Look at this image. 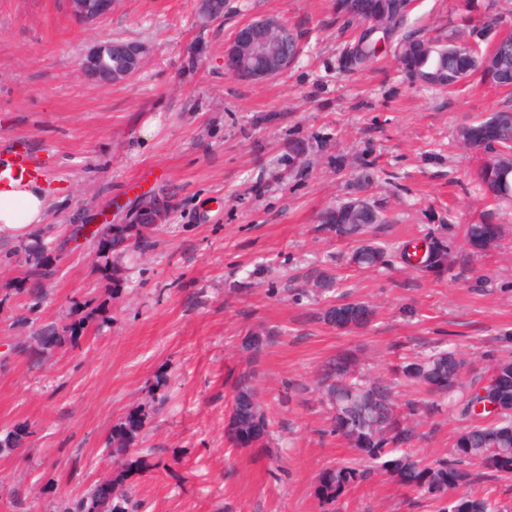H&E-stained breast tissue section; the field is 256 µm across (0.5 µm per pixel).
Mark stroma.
Instances as JSON below:
<instances>
[{"instance_id": "obj_1", "label": "stroma", "mask_w": 512, "mask_h": 512, "mask_svg": "<svg viewBox=\"0 0 512 512\" xmlns=\"http://www.w3.org/2000/svg\"><path fill=\"white\" fill-rule=\"evenodd\" d=\"M197 0H112L86 25L66 0H0V159L26 149L51 192L45 246H61L40 313L28 309L18 242L0 243V512H54L112 475V429L143 409L133 444L139 465L122 490L148 512H318L320 473L354 457L326 435L315 389L329 357L389 374L425 341L449 339L466 380L491 374L489 351L512 331V208L479 194V161L456 140L464 122L512 106V88L481 78L443 92L410 85L386 55L363 71L341 58L353 32L335 0H225L223 20L200 26ZM256 17L300 34L282 75L241 82L224 49ZM465 0H415L411 29L429 37L476 22ZM122 39L144 50L130 79L80 77V57ZM382 175L369 194L392 216L378 240L395 244L440 224L501 225L469 265L437 276L390 262H349L352 244L321 230L327 207L347 200L361 154ZM167 210L119 271L98 258L75 224L99 223L142 193ZM320 301L298 297L318 275ZM360 301L364 328L318 320L322 304ZM101 316L87 319L91 309ZM84 319L76 342L29 353L40 325ZM273 332L259 358L244 347ZM253 372L271 420L263 447L233 446L228 418L239 375ZM464 425L442 413L424 422L415 450L448 454ZM343 512H432L401 482L381 476L347 493Z\"/></svg>"}]
</instances>
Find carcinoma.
<instances>
[{
  "instance_id": "1",
  "label": "carcinoma",
  "mask_w": 512,
  "mask_h": 512,
  "mask_svg": "<svg viewBox=\"0 0 512 512\" xmlns=\"http://www.w3.org/2000/svg\"><path fill=\"white\" fill-rule=\"evenodd\" d=\"M406 2L370 0L372 18L368 19L360 16L358 6L362 0H336V14L344 23L365 27L344 51L349 68L370 66L390 44L410 54L423 50V37L407 30ZM500 23L499 13L490 9L484 12L479 24L456 27L446 38L435 39V51L424 57L417 69L406 73V80L425 90L441 91L451 86L449 77L459 70L468 71L470 77L482 73L485 53L481 49L472 51L470 59L461 64L448 55V43L479 38L481 33ZM494 133L502 147L512 150V111L499 112ZM357 167L361 169L357 190L363 193L375 181V163L365 155ZM493 176L499 182H507L503 194L494 200L512 202V167ZM320 223L336 239L359 243L350 257L354 265L376 269L388 264L389 245L375 240L373 233L374 226L389 223V217L375 205L366 210H351L342 201L324 211ZM153 232L151 224H110L101 241L108 249L114 243L130 240L132 249L137 250ZM499 234L497 224L463 227L465 243L479 250ZM423 244L425 253L421 257L416 250L401 249L402 262L424 272H449L453 241L448 237V225L428 230ZM42 248L38 238L22 243V250L30 256L26 271L30 287L25 292L28 309L34 313L41 311L43 288L56 274L42 258ZM319 319L340 329L360 328L370 324L372 310L359 301L328 304ZM272 336L269 331L251 335L246 349L258 357ZM35 339L44 350L48 345L61 344L63 336L51 324L41 326ZM465 365L466 359L460 352L438 342L402 362L393 378L358 371L355 360L345 352L322 365L317 387L329 410L328 432L345 439L356 451V458L321 472L315 487L320 512H341L337 504L352 488L367 484L380 474L402 481L415 494V499L428 501L436 512H499L490 491H472L470 487L512 475V462L500 453L502 448L512 452V358H494V382L487 386L479 387L474 382L463 384L461 374ZM400 382L414 387L415 397L405 402L406 412L397 414L392 409V400ZM482 398L499 406L497 418L491 423L472 416L476 402ZM232 409L229 433L234 444L241 448L262 446L270 435V420L258 402L252 375L244 374L237 379ZM448 410L458 413L469 424L456 434L448 455L427 462L413 451L418 440L414 419L433 417ZM147 419V413L137 410L112 429V485L121 486L128 477L132 469L127 460L128 450ZM110 486H95L86 495L65 503L59 512H136L141 507L123 493L114 494Z\"/></svg>"
}]
</instances>
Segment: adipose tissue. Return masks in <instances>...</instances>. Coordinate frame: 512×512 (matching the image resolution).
Returning <instances> with one entry per match:
<instances>
[{
    "instance_id": "1",
    "label": "adipose tissue",
    "mask_w": 512,
    "mask_h": 512,
    "mask_svg": "<svg viewBox=\"0 0 512 512\" xmlns=\"http://www.w3.org/2000/svg\"><path fill=\"white\" fill-rule=\"evenodd\" d=\"M50 197L43 180L14 181L0 189V236L20 238L44 224Z\"/></svg>"
}]
</instances>
